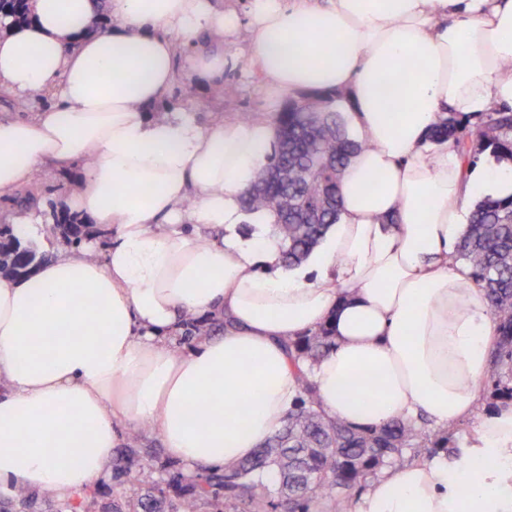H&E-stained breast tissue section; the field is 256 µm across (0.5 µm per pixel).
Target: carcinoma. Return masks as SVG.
Wrapping results in <instances>:
<instances>
[{
    "label": "carcinoma",
    "mask_w": 512,
    "mask_h": 512,
    "mask_svg": "<svg viewBox=\"0 0 512 512\" xmlns=\"http://www.w3.org/2000/svg\"><path fill=\"white\" fill-rule=\"evenodd\" d=\"M279 143L268 169L243 195L249 211L268 210L275 218L273 234L283 258L301 262L336 223L341 174L358 149L339 113L318 102L292 104L277 115ZM434 137L451 140L464 155L478 143L512 158V112L486 114L466 129L454 114L433 128ZM67 240H80L81 224L57 220ZM0 275H21L24 268L15 246L13 226H0ZM452 260H462L490 296L498 342L492 368L512 369V199L478 205L470 230ZM331 347L324 328L288 343L297 369L300 397L282 428L250 458L195 475L194 482L174 496L132 489L142 512H199L201 501L219 491L224 501L242 512H273L288 500V512H347L349 498L363 491L378 470L406 463L405 453L425 432L414 423L393 420L374 431L358 430L325 414L308 374Z\"/></svg>",
    "instance_id": "cac0c4a2"
}]
</instances>
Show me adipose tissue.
I'll list each match as a JSON object with an SVG mask.
<instances>
[{
	"label": "adipose tissue",
	"instance_id": "1",
	"mask_svg": "<svg viewBox=\"0 0 512 512\" xmlns=\"http://www.w3.org/2000/svg\"><path fill=\"white\" fill-rule=\"evenodd\" d=\"M237 25L214 0H31L26 21L0 15V85L53 97L0 119V196L81 163L66 206L109 233L0 276V487L66 499L110 481L132 424L189 474L248 458L298 396L288 341L325 326L333 346L310 379L329 416L473 422L455 461L386 470L353 512H512V404L474 413L492 306L452 258L477 205L512 197V160L474 164L431 136L448 113L512 108V0H252L271 104L333 95L359 145L337 223L294 265L272 214L242 204L274 121L154 112L175 80L171 32L219 84L216 41ZM206 314L223 333L175 353L181 319Z\"/></svg>",
	"mask_w": 512,
	"mask_h": 512
}]
</instances>
